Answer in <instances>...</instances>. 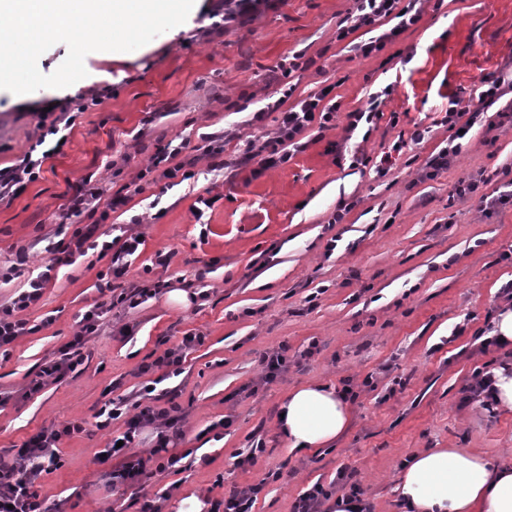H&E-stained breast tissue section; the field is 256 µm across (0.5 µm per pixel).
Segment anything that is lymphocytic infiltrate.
I'll list each match as a JSON object with an SVG mask.
<instances>
[{"label":"lymphocytic infiltrate","instance_id":"f902f5d3","mask_svg":"<svg viewBox=\"0 0 512 512\" xmlns=\"http://www.w3.org/2000/svg\"><path fill=\"white\" fill-rule=\"evenodd\" d=\"M419 0H355V8L340 26L339 38H346L352 32L374 26L388 19L392 28L379 36L353 44L352 49L362 58H369L381 51L387 42L395 40L419 18L416 6ZM273 110L279 111L280 118L274 136L264 140L262 145L247 144L242 158L256 163L258 170L282 166L300 151V136L312 127L327 129L335 117L339 106L336 99L327 92L311 94L296 99L291 106L275 101ZM130 201L129 195L116 194L105 197L104 191L91 181H84L75 191L68 208L69 215L78 216L83 212H96L98 209L116 211ZM141 243L137 235H118L116 241H109L107 231L100 225L87 224L75 228L68 243H57L55 255L45 264L33 270L27 280V286L6 303L0 304V350L8 349L20 336L29 334L28 322L21 314L36 307L41 301L44 290L53 279L57 266L71 264L74 256L86 255L88 251H97L99 256L110 259L108 277L99 281L100 294L113 293L118 303L135 308L156 296L153 288H136L129 292H117L115 282L126 275L128 259L139 256ZM103 315L101 306L87 310L80 322L79 329L72 338L60 347L55 355L42 366L37 379L33 380L31 392H38L46 383L62 381L69 373L85 364L84 351L90 336L98 330V322ZM204 335L185 333L180 344L166 348L152 361L140 366V374L149 378L140 392L136 403L117 398L104 402L95 414V427L105 430L113 420L124 419L125 430L118 439L109 440L105 454L116 459L112 470L113 484H135L148 477L152 469L166 470L176 467L181 458L175 447L184 436L183 416L177 403L169 406H157L156 383L153 373L175 375L187 353L202 345ZM157 426L155 443L148 456L134 453L133 447L142 430L148 426ZM84 426L70 422L51 430H43L23 441L16 452H0V512H52L47 500L41 499L35 488L36 480L44 473L56 469L59 465L58 447L67 437L83 433Z\"/></svg>","mask_w":512,"mask_h":512}]
</instances>
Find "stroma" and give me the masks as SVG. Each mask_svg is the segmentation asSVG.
Wrapping results in <instances>:
<instances>
[{
  "label": "stroma",
  "mask_w": 512,
  "mask_h": 512,
  "mask_svg": "<svg viewBox=\"0 0 512 512\" xmlns=\"http://www.w3.org/2000/svg\"><path fill=\"white\" fill-rule=\"evenodd\" d=\"M353 0H238L222 28L210 13L224 0H201L196 14L123 59L86 55L85 78L63 89L17 96L0 90V167L18 163L43 136L38 112L53 108L72 119L60 153L45 160L39 180L18 197L0 200V269L15 266L20 249L29 265L0 281V302L24 288L31 267L50 258L59 241L73 190L93 179L108 194L124 191L159 146L175 136L224 138L227 169L194 165V178L172 188L145 185L109 224L143 233L145 246L121 281L123 289L168 282L187 293L176 305L168 292L141 306H117L99 321L90 357L57 384L29 393L44 358L77 331L82 314L99 303L98 274L108 260L96 251L61 267L40 305L25 311L36 325L0 355V450L43 428L92 421L108 399L134 398L147 379L138 372L149 357L176 346L186 332L203 345L191 350L180 375L163 381L178 392L185 438L178 467L143 482L113 487L111 464L96 455L123 420L109 431L64 439L61 465L38 487L60 512H139L159 499L162 512H182L190 496L220 499L233 489L264 482L254 512H292L299 494L314 483L330 485L340 469L353 471L374 512H399L401 465L428 448H469L497 466H512V409L462 406V388L476 368L493 370L503 351L481 352L478 336L493 333L506 302L500 286L512 279V204L482 212L477 196L460 197L462 179L483 174L480 194L496 195L512 164V122L490 128L498 113H512V0H425L421 18L383 50L355 57L338 40ZM300 55L308 69L284 76L280 66ZM485 77L504 79L509 90L488 107L462 142L447 171L428 176L425 163L446 146L447 128L433 126L451 97L476 98ZM295 86L296 96L333 86L335 125L310 130L306 146L287 164L255 173L240 161L246 142H262L278 126L269 103ZM97 105L78 111L88 88ZM381 95L385 117L370 135L347 133L348 111ZM397 114L390 125L388 114ZM428 139L401 152L392 146L415 124ZM369 156L353 164L352 155ZM388 171L376 172L382 157ZM217 195L203 219L190 207L198 195ZM352 209L342 223L331 218L341 202ZM134 215L143 224L131 223ZM336 249H329V242ZM170 254L168 266L158 253ZM215 262L205 273L206 262ZM49 326H41L44 317ZM133 332L124 336L123 325ZM464 326L452 337L455 326ZM318 350L306 356L310 342ZM288 346V367L272 383L263 380L261 358ZM374 376L376 387L350 403V421L336 443L290 450L279 432L278 412L293 389L310 383L341 388ZM228 418L220 437L199 433ZM264 451L255 463L238 464L254 440Z\"/></svg>",
  "instance_id": "obj_1"
}]
</instances>
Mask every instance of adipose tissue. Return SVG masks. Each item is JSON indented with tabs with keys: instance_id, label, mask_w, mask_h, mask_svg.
<instances>
[{
	"instance_id": "ef3b65f1",
	"label": "adipose tissue",
	"mask_w": 512,
	"mask_h": 512,
	"mask_svg": "<svg viewBox=\"0 0 512 512\" xmlns=\"http://www.w3.org/2000/svg\"><path fill=\"white\" fill-rule=\"evenodd\" d=\"M349 418L336 389L307 384L282 403L278 427L291 449L313 450L333 444ZM399 491L411 512H512V467L492 465L467 448H434L403 466Z\"/></svg>"
}]
</instances>
